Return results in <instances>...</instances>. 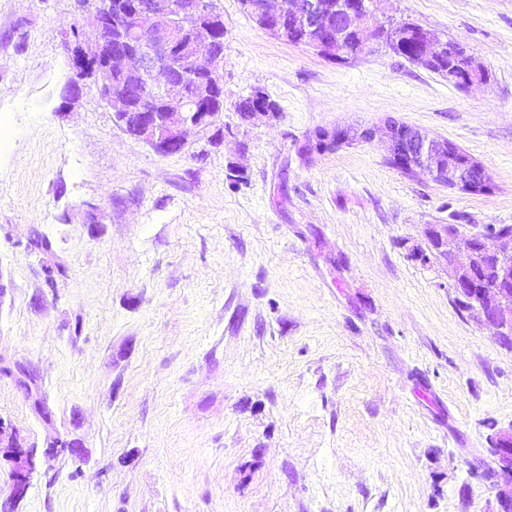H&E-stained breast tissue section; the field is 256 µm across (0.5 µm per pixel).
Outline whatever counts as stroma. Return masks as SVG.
<instances>
[{
	"label": "stroma",
	"mask_w": 512,
	"mask_h": 512,
	"mask_svg": "<svg viewBox=\"0 0 512 512\" xmlns=\"http://www.w3.org/2000/svg\"><path fill=\"white\" fill-rule=\"evenodd\" d=\"M224 18V138L163 156L92 79L76 0H0V421L41 457L14 512H497L512 349L459 309L432 224H512V0H371L468 47L460 89L388 49L339 64ZM275 121L241 120L252 90ZM495 187L413 179L380 142L300 162L314 129L385 116ZM48 246L32 247L34 235ZM41 398L49 419L32 408ZM75 454L45 457L53 441ZM234 107L235 111L239 115H243L245 112H253L250 114V118L247 119V121H250L251 119L259 116H262L268 120L276 119L277 117L275 112H279V108L276 102L270 99L268 95L259 89L254 90L249 95L239 99V101L235 103ZM259 108H265L268 111L274 110L275 112H255Z\"/></svg>",
	"instance_id": "stroma-1"
}]
</instances>
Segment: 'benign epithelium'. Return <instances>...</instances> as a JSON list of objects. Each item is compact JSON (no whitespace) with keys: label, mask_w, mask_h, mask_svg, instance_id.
<instances>
[{"label":"benign epithelium","mask_w":512,"mask_h":512,"mask_svg":"<svg viewBox=\"0 0 512 512\" xmlns=\"http://www.w3.org/2000/svg\"><path fill=\"white\" fill-rule=\"evenodd\" d=\"M253 14L263 27L272 31L300 29L307 37L303 46L319 56L341 57L345 34L357 32L365 52L389 47L396 37L399 21L380 18L365 3L339 0L336 18L343 27L332 24L327 6L320 0H255ZM98 37L92 43L73 33L74 47L68 48L70 68L76 75L66 88V97L77 100L81 94L78 79L90 65H106L116 45L139 69L145 92L140 111L130 112L128 94L112 96V81L101 80L106 87L102 98L113 111L115 125L147 143L161 155L177 154L186 148L191 135L213 126V116L202 107L187 111L193 101L187 98L184 84L171 79L170 71L159 68V60H171L173 54L187 57L196 69L197 100L212 98L223 88L220 73L210 62L221 59L224 51L211 47L212 29L218 27L206 0H184L176 7L172 0H102L95 9ZM463 54L469 64L460 69L448 65V82L461 81L465 88L487 82V70L476 63L463 44L441 40L431 32L423 36L417 61L421 65ZM385 138L388 159H397L403 171L422 179L429 178L450 190L484 194L494 188V180L484 165L474 158L463 163L446 152L443 139L418 129H406L403 122L387 116L378 125L338 124L316 135L323 145L338 149L360 143H372L378 135ZM431 250L447 255L446 262L456 300L477 315L480 324L497 339L512 344V229L481 231L467 235L458 224H433L426 233ZM480 264H489L497 277L495 288H469L464 273ZM10 449L11 479L14 496L23 497L36 470L35 454L22 445L13 429L0 422V450ZM492 456L501 476H512V432L495 437Z\"/></svg>","instance_id":"1"}]
</instances>
